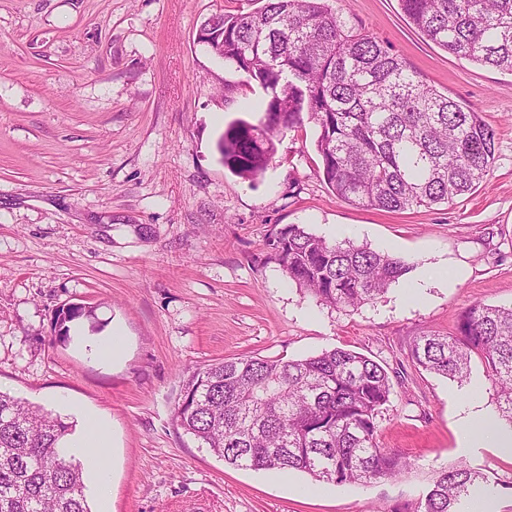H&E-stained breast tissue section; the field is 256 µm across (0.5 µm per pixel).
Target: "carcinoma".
Wrapping results in <instances>:
<instances>
[{
    "mask_svg": "<svg viewBox=\"0 0 512 512\" xmlns=\"http://www.w3.org/2000/svg\"><path fill=\"white\" fill-rule=\"evenodd\" d=\"M422 36L481 66L512 72V0H399ZM200 29L211 49L258 83V122L235 119L218 150L224 167L261 175L275 137L304 120L318 127L320 177L336 198L400 211L448 204L470 191L495 161V130L442 94L391 49L327 0H263L220 13ZM266 246L283 273L330 308L355 310L382 298L411 266L351 240H328L297 224L276 228ZM84 316H58L61 336ZM484 363L499 417L512 426V307L476 303L457 335L427 332L411 357L425 370L463 381L472 356ZM388 372L350 349L283 361L224 359L188 372L177 425L225 464L300 471L330 485L399 477L410 463L376 442L390 402ZM75 424L0 391V512H92L81 463L66 458ZM486 482L458 465L440 471L418 512H459Z\"/></svg>",
    "mask_w": 512,
    "mask_h": 512,
    "instance_id": "cac0c4a2",
    "label": "carcinoma"
}]
</instances>
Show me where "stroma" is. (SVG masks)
<instances>
[{
  "instance_id": "stroma-1",
  "label": "stroma",
  "mask_w": 512,
  "mask_h": 512,
  "mask_svg": "<svg viewBox=\"0 0 512 512\" xmlns=\"http://www.w3.org/2000/svg\"><path fill=\"white\" fill-rule=\"evenodd\" d=\"M328 4L492 125L495 163L474 191L396 212L341 201L309 121L278 136L257 179L227 170L218 140L254 120L263 91L197 33L253 0H0V390L80 430L85 413L106 419L110 512H416L461 463L485 474L489 512H512V456L458 428L471 397L497 411L480 358L457 382L410 357L471 305L512 306V72L439 48L398 0ZM287 224L329 240L348 228L413 268L377 302L320 305L270 257ZM71 305L87 314L67 342L57 318ZM116 332L120 358L98 356ZM335 347L387 370L377 443L410 460L402 476L334 486L236 469L174 421L183 372Z\"/></svg>"
}]
</instances>
